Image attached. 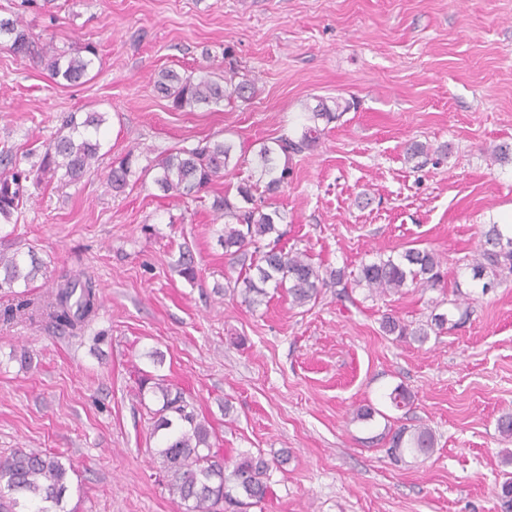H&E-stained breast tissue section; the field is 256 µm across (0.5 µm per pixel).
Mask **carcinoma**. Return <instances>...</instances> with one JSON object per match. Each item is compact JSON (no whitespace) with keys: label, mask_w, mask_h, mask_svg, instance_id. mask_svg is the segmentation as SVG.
I'll return each mask as SVG.
<instances>
[{"label":"carcinoma","mask_w":512,"mask_h":512,"mask_svg":"<svg viewBox=\"0 0 512 512\" xmlns=\"http://www.w3.org/2000/svg\"><path fill=\"white\" fill-rule=\"evenodd\" d=\"M0 45L70 86L82 83L97 58V48L90 43L66 51L51 38H33L19 13L0 17ZM236 75L233 68L224 71L222 77L203 70L186 76L168 70L159 75L157 87L176 111L218 105L234 98L246 101L254 93V83L247 79L237 82ZM353 107L354 102L342 98L316 99L315 106L308 107V123L299 137H281L272 145H261L254 156L252 174L236 185L235 196L226 192L214 197L211 209L224 218V254L236 258L248 253L253 256L250 269L254 274L240 275L231 285L232 292L240 295L243 302H254L271 286L285 289L293 305L304 306L316 300L323 289L343 283L342 272L326 278L307 253L279 247L283 215L268 200L292 176L291 157L319 142L324 133L321 125H329ZM104 123L101 112H88L83 119L71 114L56 136L44 144L35 169L23 168L11 155L0 154V224L12 223L35 175L58 174L73 183L89 173L100 158ZM247 152L243 144L237 147L224 140L208 141L165 153L152 160L144 172L154 173V183L164 195L196 199L215 180L235 171ZM136 162L132 151L113 161L106 174L107 184L115 191L123 190ZM504 239L512 242V231L490 225L482 249L470 259L472 280L482 282L484 290L512 277V248H502ZM41 269L42 263L31 251L10 255L0 252V291L17 294L15 288L29 285ZM444 277V261L436 252L409 247L395 257L379 256L362 264L352 276V285L366 289L373 297L384 298L411 285L437 288ZM45 309L55 327L73 335L84 331L98 310L95 282L68 274L60 276ZM452 317L451 311L433 314L430 322L411 327L386 314L381 327L387 335L399 339L410 336L422 344L430 333H441ZM145 390L162 401L155 430L165 434L155 460L178 512H218L226 500L256 506L270 495L268 460L260 455H243L228 464L221 449L211 443L208 426L198 419L193 404L182 393L172 394L165 379L151 375L140 379L139 391ZM388 399L392 408L403 410L411 405L412 395L398 385ZM435 443L431 428L401 426L391 433L387 454L394 463H404L409 455H430ZM68 490L69 468L55 455L19 449L0 459V512H68Z\"/></svg>","instance_id":"cac0c4a2"}]
</instances>
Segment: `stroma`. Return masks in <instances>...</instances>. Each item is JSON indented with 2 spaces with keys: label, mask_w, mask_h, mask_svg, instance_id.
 Masks as SVG:
<instances>
[{
  "label": "stroma",
  "mask_w": 512,
  "mask_h": 512,
  "mask_svg": "<svg viewBox=\"0 0 512 512\" xmlns=\"http://www.w3.org/2000/svg\"><path fill=\"white\" fill-rule=\"evenodd\" d=\"M16 10L33 36L93 44L98 58L84 83L63 86L0 47V153L27 168L69 113L106 122L98 171L31 187L16 223L0 226V252L42 262L27 297L85 275L100 308L75 336L40 317L0 320V458L25 448L70 464L69 512H176L153 461L158 404L138 396L150 372L193 400L227 462L273 461L265 502L224 512H503L512 281L481 291L464 260L512 210V162L485 153L512 146V0H0L1 16ZM228 66L253 81L251 99L184 112L155 87L167 69ZM315 97L358 106L293 156L274 199L288 215L281 247L326 273L433 249L449 260L442 287L382 299L327 288L303 307L272 289L250 305L217 291L241 267L210 208L249 163L194 201L163 196L148 176L120 192L104 181L130 151L143 167L210 139L256 150L299 136ZM413 141L439 160L413 167ZM454 299L469 319L425 344L381 330L384 314L418 324ZM399 385L413 396L401 411L388 400ZM363 404L378 416L352 419ZM422 424L433 454L391 463L388 430Z\"/></svg>",
  "instance_id": "35a3bbf8"
}]
</instances>
